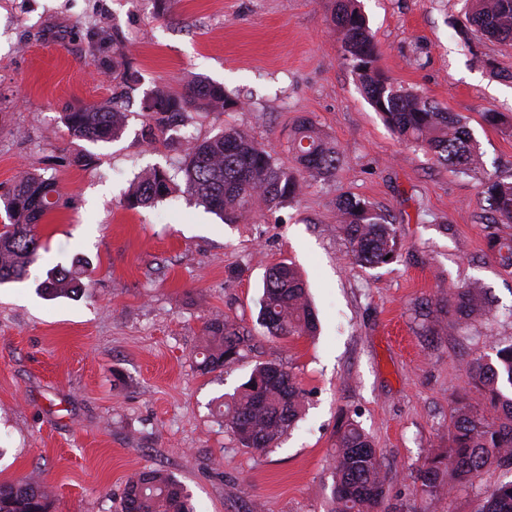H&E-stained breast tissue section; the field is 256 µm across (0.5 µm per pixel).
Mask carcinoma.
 <instances>
[{
	"label": "carcinoma",
	"instance_id": "carcinoma-1",
	"mask_svg": "<svg viewBox=\"0 0 512 512\" xmlns=\"http://www.w3.org/2000/svg\"><path fill=\"white\" fill-rule=\"evenodd\" d=\"M468 21L484 36L512 41V0H471ZM332 22L342 35L343 56L357 74L362 92L375 111L399 136L417 143L435 161L465 173L481 163L463 118L444 111L426 97L394 85L377 66L376 47L357 0H335ZM240 100L208 82L188 84L179 94L164 88L146 106L154 125L146 136L155 139L187 110L211 112L238 108ZM128 115L104 106L81 105L63 114L69 134L93 142L118 139ZM185 160L179 167L182 183L166 169L152 168L137 177L126 199L129 209L150 207L176 188L214 213L226 224H237L258 209L271 211L293 201L302 183L263 145L248 134L229 128L197 142L185 138ZM299 168L313 180L334 175L341 156L309 118L299 121L290 141ZM53 183L27 173L5 202L7 222L0 225V284L19 282L43 249L37 226L56 207ZM485 219L489 224L512 223V178L497 177L484 191ZM336 230L349 246V257L360 265L379 266L396 261L399 243L395 225L373 206L354 196L336 202ZM492 257L512 268V236L489 238ZM85 263L76 259L66 268L56 266L41 287L50 296L75 295L82 290ZM448 304L458 319L468 322L487 315L489 302L478 289H448ZM259 320L270 336H311L316 317L298 270L287 260L268 269ZM250 330L215 318L204 329L205 371L240 361ZM467 373L479 393L475 404L458 401L448 426V450L430 455L415 476L421 490L432 498L447 496L470 482L490 463L512 470V343L496 349V360L476 358ZM303 390L282 365L265 364L254 370L221 416L240 443L266 453L291 428L303 405ZM51 494L25 481L0 483V512H49ZM387 476L371 438L355 422L340 433L334 461L332 512H388ZM122 512H194L191 497L173 474L146 470L128 479ZM481 512H512V480L486 491Z\"/></svg>",
	"mask_w": 512,
	"mask_h": 512
}]
</instances>
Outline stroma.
Segmentation results:
<instances>
[{
    "label": "stroma",
    "mask_w": 512,
    "mask_h": 512,
    "mask_svg": "<svg viewBox=\"0 0 512 512\" xmlns=\"http://www.w3.org/2000/svg\"><path fill=\"white\" fill-rule=\"evenodd\" d=\"M390 80L461 116L484 161L457 173L393 133L362 95L332 23L334 0H0V204L25 172L53 178L60 205L39 226L26 279L0 285V482L51 493L50 512H121L127 480L176 475L195 512H331L338 431L356 421L381 453L398 512H479L512 479L486 466L449 497L414 480L448 446L468 362L512 343V269L491 257L483 186L512 177V42L475 37L465 0H360ZM124 51L127 70L112 59ZM210 81L240 109L171 124L147 142L143 103L159 87ZM113 104L118 139L73 138L64 112ZM308 116L339 149L329 180L249 220L227 224L176 192L128 209L141 170L178 168L183 132L232 126L290 172L289 139ZM353 195L395 224L396 262L363 267L336 231ZM88 260L83 296L37 292L48 270ZM295 262L318 320L313 336L276 338L258 322L264 276ZM487 289L496 306L467 325L444 320L453 285ZM224 318L252 333L242 362L198 364L203 329ZM273 362L305 393L273 451L243 447L217 407Z\"/></svg>",
    "instance_id": "1"
}]
</instances>
